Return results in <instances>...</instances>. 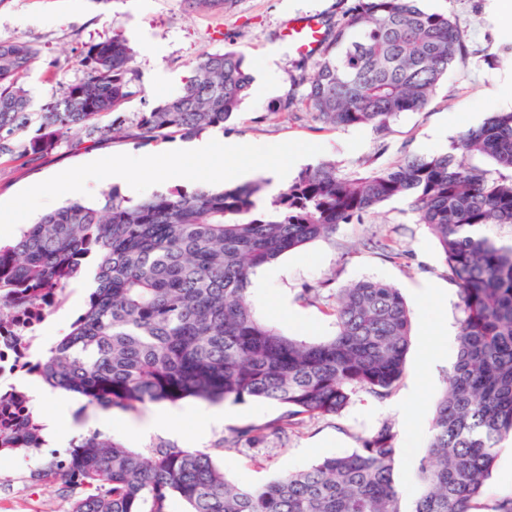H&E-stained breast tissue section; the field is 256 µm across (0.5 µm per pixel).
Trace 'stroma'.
<instances>
[{
    "label": "stroma",
    "mask_w": 512,
    "mask_h": 512,
    "mask_svg": "<svg viewBox=\"0 0 512 512\" xmlns=\"http://www.w3.org/2000/svg\"><path fill=\"white\" fill-rule=\"evenodd\" d=\"M351 5L352 0H229L224 9L214 11L191 0H0V41L27 40L39 49L37 62L22 78L38 108L83 79L80 58L89 45L121 31L134 51L137 93L101 122L126 129L138 113L176 95L203 54L238 51L251 75L264 66L275 67L282 89L251 92L225 122L223 140H247L260 152L297 144L308 151L301 162L305 168L326 160L345 170L384 167L411 155L444 154L463 130L479 126L492 113L512 111V11L505 9L504 0H422L429 10L457 17L468 35V55L441 81L428 108L402 113L386 131L369 125L334 126L314 119L302 106L289 105L291 96L305 92L303 80L315 72L318 58L283 47L271 60L267 48L281 45L288 19L312 16L333 25ZM183 140L180 133L154 141L128 136L96 140L82 133L64 138L53 151L29 162L0 152V241H11L40 215L69 201L64 186L81 179L89 158L121 163ZM51 173L57 184L29 198L27 188ZM159 183L184 187L181 165L134 173L121 192L139 201L155 194ZM258 276L263 287L249 292L256 317L283 335L309 342L335 335L332 309L339 289L367 279L399 288L412 320L404 374L387 398L358 395L340 415L306 420L299 431L269 434L252 445L233 443L232 429L275 419L282 406L262 399L226 405L223 425L211 430L202 449L229 479L254 486L280 472L348 454L387 422L403 450L396 481L403 506H410L419 493L414 471L428 446L435 401L456 358L461 316L458 290L427 225L416 223L405 199H394L281 256ZM272 298L288 305L291 319L269 311ZM199 405V400L186 398L139 407L128 412L127 424L113 426L111 438L140 450L160 441L188 447L194 424L185 411ZM160 409L171 416L170 431L143 433L147 417ZM15 470V463L0 454V488L12 487L10 493L0 491V512H69L77 492L64 480L41 479L32 493Z\"/></svg>",
    "instance_id": "35a3bbf8"
}]
</instances>
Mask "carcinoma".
<instances>
[{"label": "carcinoma", "mask_w": 512, "mask_h": 512, "mask_svg": "<svg viewBox=\"0 0 512 512\" xmlns=\"http://www.w3.org/2000/svg\"><path fill=\"white\" fill-rule=\"evenodd\" d=\"M318 55L307 111L333 125L385 131L401 113L425 110L468 49L456 18L421 0H355L348 18L325 31ZM37 56L29 41H0V139L27 123L30 97L19 77ZM133 61L118 32L92 45L81 59L84 79L46 105L40 133L0 148L34 158L77 128L102 139L120 132L99 119L137 94ZM251 84L241 53L205 54L176 97L139 113L135 136L222 128ZM502 170L512 171V111L465 130L444 154L386 168L307 167L265 209L259 182L176 188L138 202L112 188L97 204L72 201L0 243V318L13 289L63 287L88 261L96 265L85 311L40 362L47 385L102 409L188 397L286 407L265 426L233 429L238 441L301 416H337L360 393L389 396L411 341L401 292L375 280L337 292L334 337L284 336L254 315L248 286L258 269L406 198L436 238L461 300L457 356L409 510L395 481L402 449L384 424L349 454L251 488L229 480L206 451L160 442L143 452L93 431L63 469L43 468L82 490L70 512H167L173 496L188 512H474L501 445L512 440V243L483 233L488 224H512V177Z\"/></svg>", "instance_id": "carcinoma-1"}]
</instances>
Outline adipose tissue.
Here are the masks:
<instances>
[{
  "mask_svg": "<svg viewBox=\"0 0 512 512\" xmlns=\"http://www.w3.org/2000/svg\"><path fill=\"white\" fill-rule=\"evenodd\" d=\"M226 154L242 158L243 165L240 169L241 180H249L255 174H263L268 181L270 192H277L290 180V168L293 163L302 159V152L297 149L277 148L274 153L265 154L252 151L249 144L242 141H230L225 143ZM214 141L210 138L195 139L181 143L177 146L164 149L155 154L137 158L134 165H120L102 167L98 160H89L83 181L72 183L74 193H81L85 189L86 182L107 179L112 183H124L129 181L133 169H153L167 165L180 158H190L203 164L205 176L209 181L217 182L223 179V167L212 162Z\"/></svg>",
  "mask_w": 512,
  "mask_h": 512,
  "instance_id": "1",
  "label": "adipose tissue"
}]
</instances>
